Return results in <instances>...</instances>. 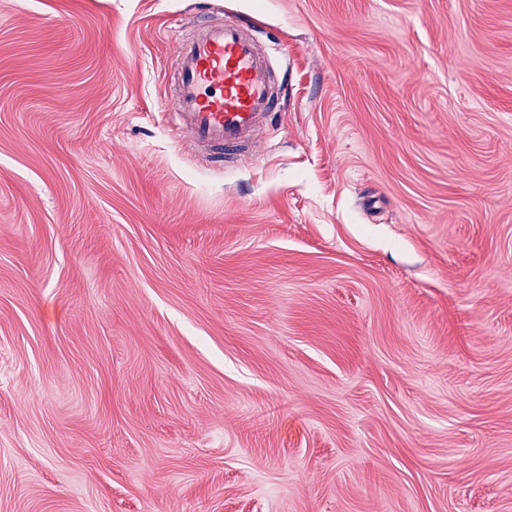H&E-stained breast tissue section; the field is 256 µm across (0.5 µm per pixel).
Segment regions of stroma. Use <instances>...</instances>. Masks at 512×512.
Returning <instances> with one entry per match:
<instances>
[{"mask_svg": "<svg viewBox=\"0 0 512 512\" xmlns=\"http://www.w3.org/2000/svg\"><path fill=\"white\" fill-rule=\"evenodd\" d=\"M0 512H512V0H0ZM252 31L251 20L206 17L179 42L173 115L213 163L258 149L279 105L269 53Z\"/></svg>", "mask_w": 512, "mask_h": 512, "instance_id": "35a3bbf8", "label": "stroma"}]
</instances>
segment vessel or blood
<instances>
[{
    "mask_svg": "<svg viewBox=\"0 0 512 512\" xmlns=\"http://www.w3.org/2000/svg\"><path fill=\"white\" fill-rule=\"evenodd\" d=\"M174 72L173 115L191 143L216 163L258 148L279 83L251 21L204 18L180 41Z\"/></svg>",
    "mask_w": 512,
    "mask_h": 512,
    "instance_id": "1",
    "label": "vessel or blood"
}]
</instances>
